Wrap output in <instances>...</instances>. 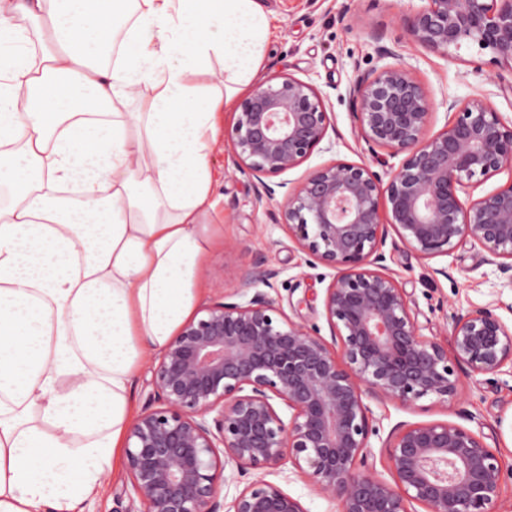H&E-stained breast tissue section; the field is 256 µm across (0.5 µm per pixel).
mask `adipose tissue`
Masks as SVG:
<instances>
[{"label": "adipose tissue", "instance_id": "1", "mask_svg": "<svg viewBox=\"0 0 512 512\" xmlns=\"http://www.w3.org/2000/svg\"><path fill=\"white\" fill-rule=\"evenodd\" d=\"M269 28L259 0H0V512H77L124 448Z\"/></svg>", "mask_w": 512, "mask_h": 512}]
</instances>
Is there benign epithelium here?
<instances>
[{"label": "benign epithelium", "instance_id": "obj_1", "mask_svg": "<svg viewBox=\"0 0 512 512\" xmlns=\"http://www.w3.org/2000/svg\"><path fill=\"white\" fill-rule=\"evenodd\" d=\"M418 46L444 58L465 43L512 66V0H428L404 17ZM358 136L402 156L389 180L369 164L334 162L285 194L282 216L301 251L334 274L323 298L326 340L263 292L216 300L187 320L152 363L153 397L128 431L126 460L140 512H224V472L289 463L338 512H496L507 465L483 437L451 421L398 427L387 444L392 480L362 469L374 432L369 397L448 406L461 375L512 365V330L484 307L452 318L451 347L421 334L402 284L385 272L388 230L431 259L469 242L512 274V180L464 199L476 176L512 170V123L480 99L430 133L433 104L403 63L361 73L350 87ZM312 85L274 75L241 101L231 141L236 165L272 198L267 179L302 165L327 135ZM258 261L244 280L270 284ZM291 417L283 419L274 400ZM229 512H306L258 478Z\"/></svg>", "mask_w": 512, "mask_h": 512}]
</instances>
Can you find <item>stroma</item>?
<instances>
[{
  "label": "stroma",
  "instance_id": "35a3bbf8",
  "mask_svg": "<svg viewBox=\"0 0 512 512\" xmlns=\"http://www.w3.org/2000/svg\"><path fill=\"white\" fill-rule=\"evenodd\" d=\"M270 18V35L263 67L265 76L289 75L311 84L323 99L330 125L319 149L298 168L281 174V181L299 182L322 165L345 161L368 162L372 170L387 175L399 158L386 150L371 152L358 139L355 105L349 88L361 72L379 67L372 32H380L384 45L394 50L423 85L433 103L432 131H440L454 118L449 101L476 98L487 102L504 120H512V67L490 64L489 52L465 44L453 58L444 59L416 45L401 26L409 12L427 0H261ZM235 112L224 113L217 143L210 155L214 191L219 199L209 218L212 243L199 268L204 288L201 305L229 297L249 300L256 285L243 281L256 261L277 269L279 276L266 294L290 318H299L330 330L322 306H303L311 294H324L331 269L308 259L283 225L278 200L256 205V181L234 164L228 134ZM386 266L406 289L411 307L425 336L449 343L451 316L478 308L495 307L502 322L512 329V279L479 245H468L432 259L418 258L396 234L384 246ZM463 393L453 408L423 399L411 408L372 399L368 405L376 428L369 440L368 467L388 477V436L402 424L449 420L480 434L512 464V372L464 378ZM267 481L298 498L306 512H337L338 504L297 476L291 465L266 472ZM124 460H117L103 476L97 493L83 502L82 512H138Z\"/></svg>",
  "mask_w": 512,
  "mask_h": 512
}]
</instances>
